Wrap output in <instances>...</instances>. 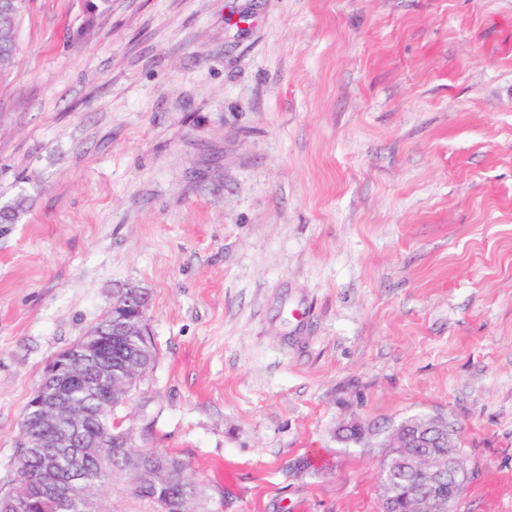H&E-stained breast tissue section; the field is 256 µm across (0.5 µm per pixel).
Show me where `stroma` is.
Returning a JSON list of instances; mask_svg holds the SVG:
<instances>
[{"mask_svg": "<svg viewBox=\"0 0 512 512\" xmlns=\"http://www.w3.org/2000/svg\"><path fill=\"white\" fill-rule=\"evenodd\" d=\"M0 486L126 286L115 412L200 512H379L339 423L454 421L512 512V0H27L0 72ZM312 466L297 471L302 459Z\"/></svg>", "mask_w": 512, "mask_h": 512, "instance_id": "stroma-1", "label": "stroma"}]
</instances>
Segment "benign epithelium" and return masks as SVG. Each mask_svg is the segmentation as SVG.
<instances>
[{
    "label": "benign epithelium",
    "instance_id": "obj_1",
    "mask_svg": "<svg viewBox=\"0 0 512 512\" xmlns=\"http://www.w3.org/2000/svg\"><path fill=\"white\" fill-rule=\"evenodd\" d=\"M132 305L128 297H121L112 305V330L105 331L96 326L90 330L73 348L54 360L47 373L38 384L28 402L27 435L19 444L23 454H47L49 448H96L98 441L82 435L74 437L63 430L54 439L47 440L41 435L46 427H52L61 421L73 427L87 426L93 417H83L75 408L72 396L79 391L76 380L92 366L103 379L113 384L112 402L126 401L131 387L146 366L144 345L149 343V332L145 323L144 311L131 312ZM130 347L125 359L118 365L106 352V345ZM355 433L369 448L373 443L368 440L371 428L357 421L348 422L339 427L337 437L344 441L346 435ZM394 439L383 458L382 471L390 472L394 467L418 470L423 474V482L417 493V507L411 512H454L457 497L453 488L468 477L467 469L461 465L454 453L443 454L431 447L441 444L446 436L445 422L430 419L418 429L414 437L406 435L404 428L393 429ZM418 444L420 449L408 453L406 449ZM448 493H443V488ZM74 485L65 480H54L43 487L41 497L48 503L69 498ZM30 501L15 496L12 488L0 487V512H29Z\"/></svg>",
    "mask_w": 512,
    "mask_h": 512
}]
</instances>
